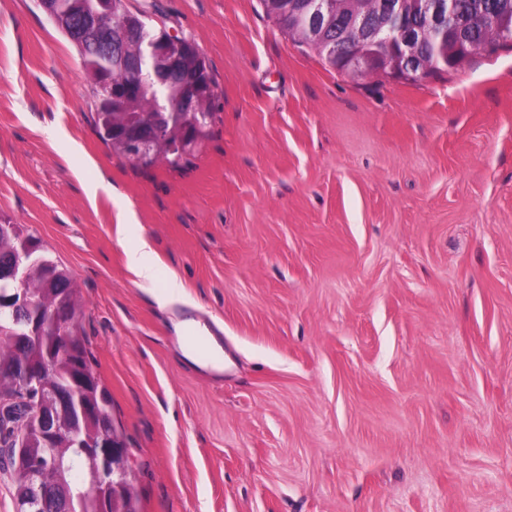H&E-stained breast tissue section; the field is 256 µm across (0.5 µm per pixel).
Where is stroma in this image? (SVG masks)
Listing matches in <instances>:
<instances>
[{
	"label": "stroma",
	"mask_w": 512,
	"mask_h": 512,
	"mask_svg": "<svg viewBox=\"0 0 512 512\" xmlns=\"http://www.w3.org/2000/svg\"><path fill=\"white\" fill-rule=\"evenodd\" d=\"M127 5L195 39L208 137L177 170L112 152L76 48L0 0V221L81 292L140 512H512V48L353 78L260 0ZM147 250H149V244L147 241L142 240L139 251L132 253L129 256V266L131 271L143 283H150L154 278V271L152 267L145 261Z\"/></svg>",
	"instance_id": "1"
}]
</instances>
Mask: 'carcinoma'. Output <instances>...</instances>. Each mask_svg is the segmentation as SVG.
I'll use <instances>...</instances> for the list:
<instances>
[{
    "label": "carcinoma",
    "instance_id": "cac0c4a2",
    "mask_svg": "<svg viewBox=\"0 0 512 512\" xmlns=\"http://www.w3.org/2000/svg\"><path fill=\"white\" fill-rule=\"evenodd\" d=\"M93 3L95 0H53V5L60 12L75 18L82 16ZM418 3L419 0H368L366 4L356 0H335L336 13L323 30L320 40L311 41L298 29L288 31V36L307 46L334 68L336 62L328 56V48H337L345 56L359 45L354 17L365 16L376 22L384 18L387 5L392 4L410 16L415 24L422 26L426 18L420 13ZM456 9L465 23L464 28L448 32L439 52L429 41L423 42L419 48L420 54L429 61L432 73L437 75L457 66L477 51L495 52L509 44L502 33L512 34V0H456ZM77 49L92 85L96 134L112 151L133 157L134 151L112 136V123L147 121L165 125L169 116L156 107L157 86L149 70L132 76L115 75L117 80L137 81L143 86V92L138 99L128 104L120 103L116 110L107 112L104 93L98 83L100 57L90 44L79 45ZM195 151L194 146L182 151H169L160 146L154 154L138 160V163L149 168L164 162L171 168H178L190 162ZM22 241L29 244L31 253L27 256V278L20 283L11 277V268L20 259L19 243ZM20 288L25 289L35 307L42 312V336L36 340L28 338L31 311L21 315L9 307L0 306V387L24 388L14 372L15 365L23 358L31 365L45 367L40 379L43 391L65 395L71 405V411L58 418V441L50 452L41 443L36 422L28 423L30 432L24 445L26 460L40 463L42 477L47 481H68L72 472L78 470L82 473L83 481L72 487L70 512H138L137 500L130 495L110 493L103 499L97 495L104 476L100 474L99 462L88 452L89 442L103 435L120 444L124 439L112 420V398L90 365L86 340L77 320L72 318L57 324L51 317L54 309L77 314L79 291L69 272L43 253L38 238L24 233L20 224L10 223L5 229L0 222V294H11ZM26 415L18 403L0 408V423L3 424L0 443L9 444L14 428ZM16 454L17 450L13 448L0 455L9 460L18 512H53L57 504L51 497L29 510L23 508L28 478L24 468L17 466Z\"/></svg>",
    "mask_w": 512,
    "mask_h": 512
}]
</instances>
